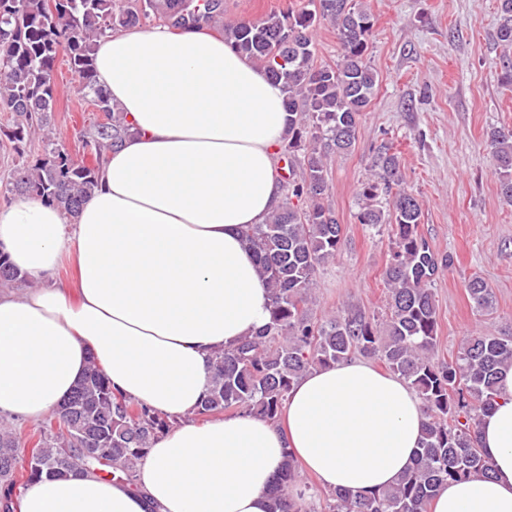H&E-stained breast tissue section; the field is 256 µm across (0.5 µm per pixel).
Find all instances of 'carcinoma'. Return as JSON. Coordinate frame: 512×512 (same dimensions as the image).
Instances as JSON below:
<instances>
[{"label": "carcinoma", "instance_id": "carcinoma-1", "mask_svg": "<svg viewBox=\"0 0 512 512\" xmlns=\"http://www.w3.org/2000/svg\"><path fill=\"white\" fill-rule=\"evenodd\" d=\"M500 24L495 65L512 86V0H498ZM224 0H0V110L14 114L8 133L15 149L41 136L42 153L17 168L0 193L50 203L78 213L97 185L102 158L128 134L123 113L94 75L95 42L121 28L160 21L182 30L200 22L220 25L224 39L281 84L293 115L281 158L288 165L284 199L262 224L242 230L257 255L270 292L269 320L252 336L216 353L211 387L195 411L199 417L248 413L276 422L292 386L307 372L373 359L404 379L421 400L426 422L415 465L393 487L365 495L335 490L328 512H427L448 482L491 472L477 447L475 425L497 397L498 374L512 367V333L467 337L456 358L434 360L438 311L432 283L453 264L419 234L422 206L401 187L400 160L384 145L373 174L358 191L357 220L389 224L394 242L386 263L388 314L384 323L360 308L318 320L309 294L321 265L343 244L342 225L325 202L328 163L355 145L358 124L379 82L371 66L369 14L356 0H307L300 8L259 19L225 23ZM330 21L342 49L334 66L319 65L311 30ZM65 55L80 90L107 124L79 132L75 159L49 129L57 89L55 62ZM500 192L512 203V127L488 136ZM31 280L0 254V285L22 288ZM467 293L480 315L494 309L492 289L479 277ZM176 421L115 391L96 362L70 395L26 438L0 431V512H13L22 492L45 477L120 473L133 481L154 439ZM296 457L286 455L270 486L271 512H307L310 485L297 488Z\"/></svg>", "mask_w": 512, "mask_h": 512}]
</instances>
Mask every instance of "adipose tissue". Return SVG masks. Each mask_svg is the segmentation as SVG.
<instances>
[{
  "label": "adipose tissue",
  "mask_w": 512,
  "mask_h": 512,
  "mask_svg": "<svg viewBox=\"0 0 512 512\" xmlns=\"http://www.w3.org/2000/svg\"><path fill=\"white\" fill-rule=\"evenodd\" d=\"M93 58L130 135L77 216L34 200L0 208V252L40 283L0 289V416L39 419L94 359L114 389L180 424L149 448L135 484L45 478L17 512H269L289 452L329 490L394 485L425 414L408 383L364 360L303 376L283 422L190 419L215 353L268 320L269 290L241 231L282 201L291 115L281 85L205 24L123 29ZM66 260L70 282L55 278ZM476 437L491 475L449 483L431 512H512V369Z\"/></svg>",
  "instance_id": "adipose-tissue-1"
}]
</instances>
